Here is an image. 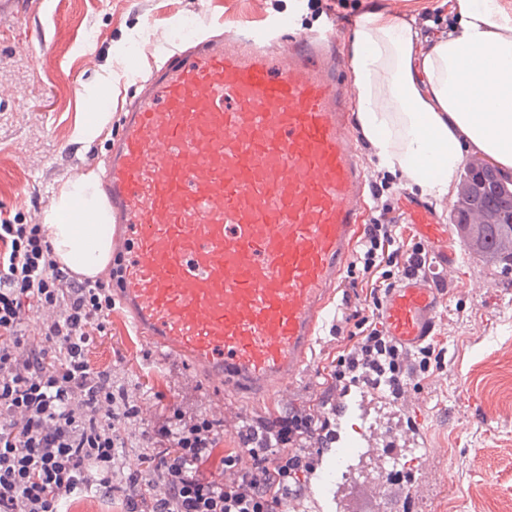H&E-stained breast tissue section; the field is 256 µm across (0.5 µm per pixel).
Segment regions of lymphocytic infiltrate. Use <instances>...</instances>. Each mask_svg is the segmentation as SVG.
I'll use <instances>...</instances> for the list:
<instances>
[{
	"label": "lymphocytic infiltrate",
	"mask_w": 512,
	"mask_h": 512,
	"mask_svg": "<svg viewBox=\"0 0 512 512\" xmlns=\"http://www.w3.org/2000/svg\"><path fill=\"white\" fill-rule=\"evenodd\" d=\"M383 194L375 187L378 214L355 252L372 285L373 309L337 311L332 331L341 344L321 409L291 406L274 419L244 423L220 480L210 469L221 438L214 421L177 409L140 426L123 387L90 364L88 352L112 309L109 289L61 266L41 225L1 223L0 512H58L89 491L122 494L125 512H280L302 499L337 397L358 385L401 400L435 352L431 345L404 350L380 319L392 280L431 266L423 246L404 251ZM33 302L57 315L30 336L22 315ZM133 435L149 450L148 474L124 473L119 462L118 449Z\"/></svg>",
	"instance_id": "1"
}]
</instances>
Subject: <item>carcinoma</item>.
Here are the masks:
<instances>
[{"instance_id":"1","label":"carcinoma","mask_w":512,"mask_h":512,"mask_svg":"<svg viewBox=\"0 0 512 512\" xmlns=\"http://www.w3.org/2000/svg\"><path fill=\"white\" fill-rule=\"evenodd\" d=\"M466 170L454 207V224L477 255L512 262V193L498 189L503 178L495 166L470 162Z\"/></svg>"}]
</instances>
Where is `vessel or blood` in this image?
I'll return each mask as SVG.
<instances>
[{
	"label": "vessel or blood",
	"mask_w": 512,
	"mask_h": 512,
	"mask_svg": "<svg viewBox=\"0 0 512 512\" xmlns=\"http://www.w3.org/2000/svg\"><path fill=\"white\" fill-rule=\"evenodd\" d=\"M335 30L239 27L166 54L122 117L98 194L112 224L106 283L161 362L204 372L222 397H271L301 375L339 308L337 287L365 226L370 189L351 136ZM399 213L447 240L436 207ZM439 291L420 275L382 316L406 349L436 329ZM357 397L323 453L316 494H349L340 474L397 459L377 448Z\"/></svg>",
	"instance_id": "obj_1"
}]
</instances>
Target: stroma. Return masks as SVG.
<instances>
[{
    "label": "stroma",
    "mask_w": 512,
    "mask_h": 512,
    "mask_svg": "<svg viewBox=\"0 0 512 512\" xmlns=\"http://www.w3.org/2000/svg\"><path fill=\"white\" fill-rule=\"evenodd\" d=\"M371 5L410 24L430 12L443 32L454 20L451 0H0V222L43 223L58 188L105 157L123 105L160 61L145 50L156 28L203 8L228 27L281 20L292 33L332 12L348 33ZM20 41L49 51L22 54ZM131 42L141 51L121 54ZM103 76L112 82L110 119L96 140L75 141L88 106L82 88ZM456 249L455 277L437 283L444 296L433 337L439 356L419 377L415 399L398 405L372 392L367 409L378 434L402 427L404 479L415 458L428 455L416 512H512V264L484 260L461 241ZM337 349L325 333L297 382L270 398L241 396L236 411L214 400L199 372L160 367L119 309L110 311L89 359L124 387L143 421L172 406L220 423L224 454L237 448L243 421L317 403Z\"/></svg>",
    "instance_id": "stroma-1"
}]
</instances>
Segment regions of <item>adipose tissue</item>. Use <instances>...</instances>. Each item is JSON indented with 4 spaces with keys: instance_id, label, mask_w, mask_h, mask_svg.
Here are the masks:
<instances>
[{
    "instance_id": "obj_1",
    "label": "adipose tissue",
    "mask_w": 512,
    "mask_h": 512,
    "mask_svg": "<svg viewBox=\"0 0 512 512\" xmlns=\"http://www.w3.org/2000/svg\"><path fill=\"white\" fill-rule=\"evenodd\" d=\"M453 10L452 28L424 58L415 56L410 27L373 13L355 30L349 51L356 121L379 167L436 200L447 197L470 152L512 173V5L455 0ZM477 54L484 65L475 72L470 61ZM83 94L99 108L74 137L90 142L109 119L110 82L100 79ZM96 187L91 171L66 183L43 224L59 260L90 278L111 257L112 227Z\"/></svg>"
}]
</instances>
